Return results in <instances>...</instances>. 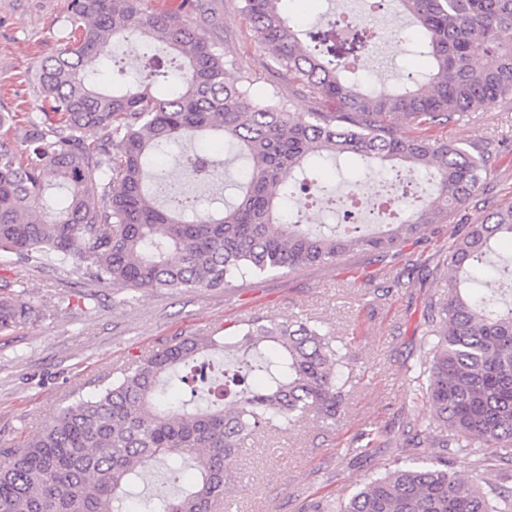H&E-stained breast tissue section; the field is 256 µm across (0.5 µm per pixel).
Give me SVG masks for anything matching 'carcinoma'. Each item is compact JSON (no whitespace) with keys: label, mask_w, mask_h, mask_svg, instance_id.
<instances>
[{"label":"carcinoma","mask_w":512,"mask_h":512,"mask_svg":"<svg viewBox=\"0 0 512 512\" xmlns=\"http://www.w3.org/2000/svg\"><path fill=\"white\" fill-rule=\"evenodd\" d=\"M283 75L330 110L294 117L287 100L232 76L224 46L179 15L139 0H71V32L37 68L39 118L0 114V252L18 263L73 265L114 288H209L237 278L388 251L463 208L484 183V152L431 133L512 97V0H398L421 38L425 69L396 85L364 81L341 60L304 45L285 0H240ZM165 45L129 80L103 87L99 68L119 65L112 42ZM488 57L477 68L473 59ZM412 127L399 132L400 124ZM90 129L102 133L88 142ZM219 142L249 177L224 208L198 214L187 181L210 184L217 163L189 151ZM353 157L365 178L388 167L425 170L434 190L399 210L396 224L324 232L281 222L283 203L305 189L292 177L321 160ZM111 200L97 201L104 180ZM512 204L448 243L450 276L430 302L434 342L420 361L439 448L494 449L498 481L463 479L440 458L372 474L348 499L308 512H512V302L472 270L501 236ZM35 312L0 282V332ZM348 346L307 322L251 320L241 338L176 336L110 384L61 408L15 448L0 452V512H215L229 462L257 431L314 414L344 412ZM203 404H173V381ZM165 476L141 488L148 466ZM189 468L196 479L180 489Z\"/></svg>","instance_id":"cac0c4a2"}]
</instances>
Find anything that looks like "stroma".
I'll return each mask as SVG.
<instances>
[{
  "mask_svg": "<svg viewBox=\"0 0 512 512\" xmlns=\"http://www.w3.org/2000/svg\"><path fill=\"white\" fill-rule=\"evenodd\" d=\"M234 69L256 84L276 87L298 115L317 100L285 80L240 11L239 0H206ZM70 0H0V112L37 116L39 63L63 48ZM363 0H296L290 18L313 32L319 48L348 56L328 13H356ZM383 32L362 76L399 80L420 61L411 52L416 28L397 17L389 0L366 19ZM483 148L482 188L457 214L431 224L386 252L349 254L295 273H266L222 290H118L69 268H39L0 256V280L13 282L39 319L0 333V449L17 446L48 424L102 377L117 376L140 355L176 336H231L254 318L307 321L347 343L354 355L349 400L335 424L312 416L252 437L230 465L224 502L229 512H304L312 499L349 497L365 479L393 462H434L441 454L430 429L434 414L413 398L411 370L429 348L427 305L448 275V240L462 236L512 202V100L496 102L439 130ZM402 274L404 287L392 285ZM424 443L405 445L408 428Z\"/></svg>",
  "mask_w": 512,
  "mask_h": 512,
  "instance_id": "35a3bbf8",
  "label": "stroma"
}]
</instances>
